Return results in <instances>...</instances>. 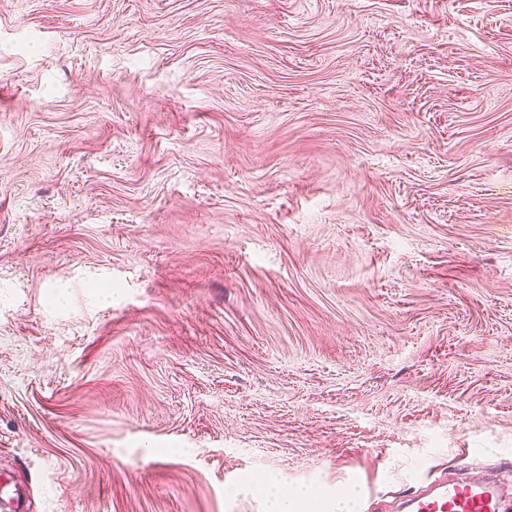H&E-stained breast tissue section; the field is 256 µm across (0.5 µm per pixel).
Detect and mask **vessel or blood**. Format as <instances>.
<instances>
[{"instance_id": "b4317fda", "label": "vessel or blood", "mask_w": 512, "mask_h": 512, "mask_svg": "<svg viewBox=\"0 0 512 512\" xmlns=\"http://www.w3.org/2000/svg\"><path fill=\"white\" fill-rule=\"evenodd\" d=\"M512 488L495 477L473 479L441 476L407 495L399 512H507ZM17 487L0 483V512H24Z\"/></svg>"}]
</instances>
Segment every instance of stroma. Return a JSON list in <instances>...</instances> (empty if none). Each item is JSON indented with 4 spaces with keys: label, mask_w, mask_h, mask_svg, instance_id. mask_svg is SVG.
Wrapping results in <instances>:
<instances>
[{
    "label": "stroma",
    "mask_w": 512,
    "mask_h": 512,
    "mask_svg": "<svg viewBox=\"0 0 512 512\" xmlns=\"http://www.w3.org/2000/svg\"><path fill=\"white\" fill-rule=\"evenodd\" d=\"M443 471L512 481V0H0L27 512Z\"/></svg>",
    "instance_id": "1"
}]
</instances>
